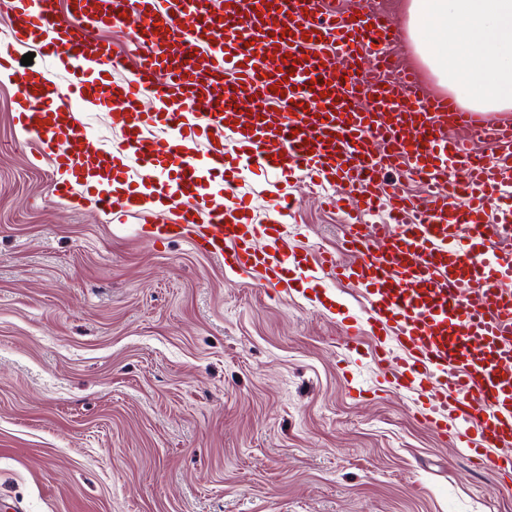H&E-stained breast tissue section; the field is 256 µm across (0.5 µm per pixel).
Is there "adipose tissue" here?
I'll return each instance as SVG.
<instances>
[{
	"label": "adipose tissue",
	"mask_w": 512,
	"mask_h": 512,
	"mask_svg": "<svg viewBox=\"0 0 512 512\" xmlns=\"http://www.w3.org/2000/svg\"><path fill=\"white\" fill-rule=\"evenodd\" d=\"M419 63L465 109L512 112V0H405Z\"/></svg>",
	"instance_id": "ef3b65f1"
}]
</instances>
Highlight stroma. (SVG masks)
<instances>
[{
	"label": "stroma",
	"instance_id": "obj_1",
	"mask_svg": "<svg viewBox=\"0 0 512 512\" xmlns=\"http://www.w3.org/2000/svg\"><path fill=\"white\" fill-rule=\"evenodd\" d=\"M0 76V512H512V484L442 447L408 393L346 352L365 300L267 292L52 193ZM289 191L288 248L333 250L343 215ZM368 392L353 399V388Z\"/></svg>",
	"mask_w": 512,
	"mask_h": 512
}]
</instances>
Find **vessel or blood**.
Segmentation results:
<instances>
[{
    "instance_id": "b4317fda",
    "label": "vessel or blood",
    "mask_w": 512,
    "mask_h": 512,
    "mask_svg": "<svg viewBox=\"0 0 512 512\" xmlns=\"http://www.w3.org/2000/svg\"><path fill=\"white\" fill-rule=\"evenodd\" d=\"M0 75L15 85L16 126L59 174L57 196L86 199L113 223L148 224L156 243L180 239L267 290L298 271L361 288L349 351L372 336L392 390L418 394L414 419L480 468L512 475V122L432 95L384 50L395 24L363 7L343 16L322 0H11ZM124 28L135 68L97 36ZM36 48L42 66L24 67ZM397 69V68H396ZM69 75L67 85L53 75ZM167 83H159L158 73ZM107 114L124 148L92 134ZM492 150L476 154L469 140ZM330 187L351 207L339 252L286 261L279 196L255 223L243 173ZM426 182L406 196L391 173ZM385 214L380 224L364 215Z\"/></svg>"
}]
</instances>
